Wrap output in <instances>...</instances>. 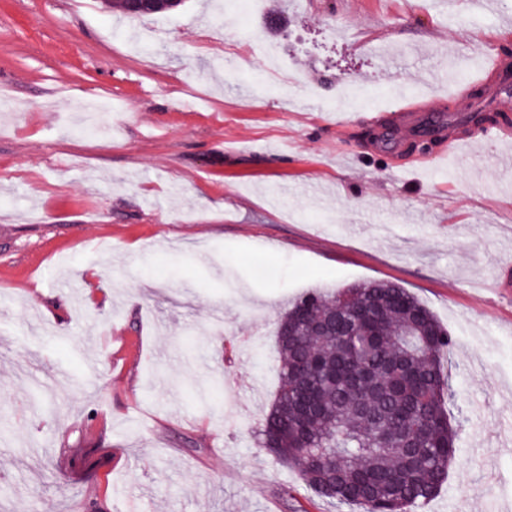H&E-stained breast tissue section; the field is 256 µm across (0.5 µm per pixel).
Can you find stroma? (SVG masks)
Wrapping results in <instances>:
<instances>
[{"label":"stroma","mask_w":512,"mask_h":512,"mask_svg":"<svg viewBox=\"0 0 512 512\" xmlns=\"http://www.w3.org/2000/svg\"><path fill=\"white\" fill-rule=\"evenodd\" d=\"M229 2L0 0V512H350L256 430L280 313L366 280L455 342L457 451L414 512H512V135L376 147L411 73L512 66V7Z\"/></svg>","instance_id":"35a3bbf8"}]
</instances>
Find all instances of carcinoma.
<instances>
[{
    "label": "carcinoma",
    "instance_id": "carcinoma-1",
    "mask_svg": "<svg viewBox=\"0 0 512 512\" xmlns=\"http://www.w3.org/2000/svg\"><path fill=\"white\" fill-rule=\"evenodd\" d=\"M465 123L501 112L475 94ZM280 379L262 447L331 504L411 512L448 476L457 429L445 362L454 342L415 294L391 281L311 291L278 320Z\"/></svg>",
    "mask_w": 512,
    "mask_h": 512
}]
</instances>
